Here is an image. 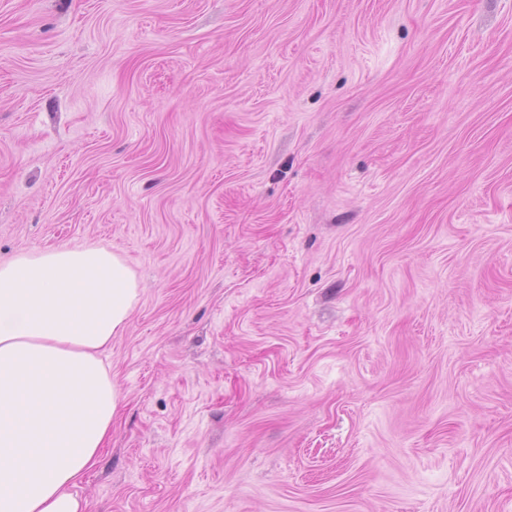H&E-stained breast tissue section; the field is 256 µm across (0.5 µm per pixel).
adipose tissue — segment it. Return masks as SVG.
I'll return each instance as SVG.
<instances>
[{
	"label": "adipose tissue",
	"instance_id": "obj_1",
	"mask_svg": "<svg viewBox=\"0 0 512 512\" xmlns=\"http://www.w3.org/2000/svg\"><path fill=\"white\" fill-rule=\"evenodd\" d=\"M139 294L131 267L101 247L0 263V512H86L77 486L119 404L101 355Z\"/></svg>",
	"mask_w": 512,
	"mask_h": 512
}]
</instances>
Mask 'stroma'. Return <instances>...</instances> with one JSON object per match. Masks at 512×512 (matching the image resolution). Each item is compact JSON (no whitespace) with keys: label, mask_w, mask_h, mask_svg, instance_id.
Here are the masks:
<instances>
[{"label":"stroma","mask_w":512,"mask_h":512,"mask_svg":"<svg viewBox=\"0 0 512 512\" xmlns=\"http://www.w3.org/2000/svg\"><path fill=\"white\" fill-rule=\"evenodd\" d=\"M82 246L87 512H512V0H0V262Z\"/></svg>","instance_id":"35a3bbf8"}]
</instances>
